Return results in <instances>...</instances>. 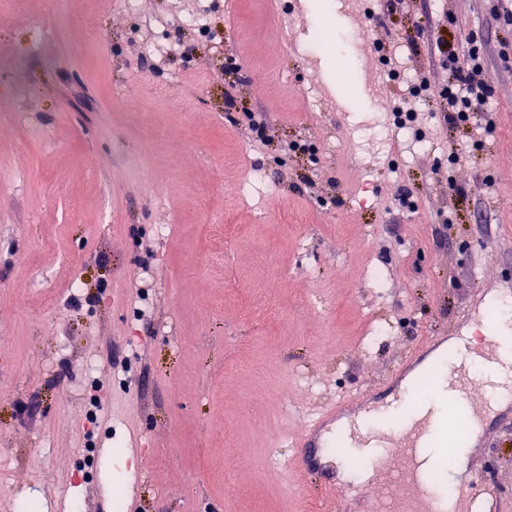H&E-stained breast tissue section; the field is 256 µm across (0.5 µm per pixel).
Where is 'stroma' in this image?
Instances as JSON below:
<instances>
[{
    "label": "stroma",
    "mask_w": 512,
    "mask_h": 512,
    "mask_svg": "<svg viewBox=\"0 0 512 512\" xmlns=\"http://www.w3.org/2000/svg\"><path fill=\"white\" fill-rule=\"evenodd\" d=\"M327 1L332 71L294 49ZM496 5L65 0L58 17L0 0V512H112L119 489L125 512H370L387 473L323 497L290 438L342 401L363 414L362 392L432 337L483 342L482 317L512 302ZM369 8L382 25L347 42ZM200 11L203 33L184 23ZM90 13L96 37L73 46ZM449 18L480 48L495 131L425 105L381 139L392 113L348 111L338 71L392 104L415 78L443 87L428 29ZM293 142L309 152L282 154ZM483 427L470 468L500 489L488 512H512V415Z\"/></svg>",
    "instance_id": "obj_1"
}]
</instances>
